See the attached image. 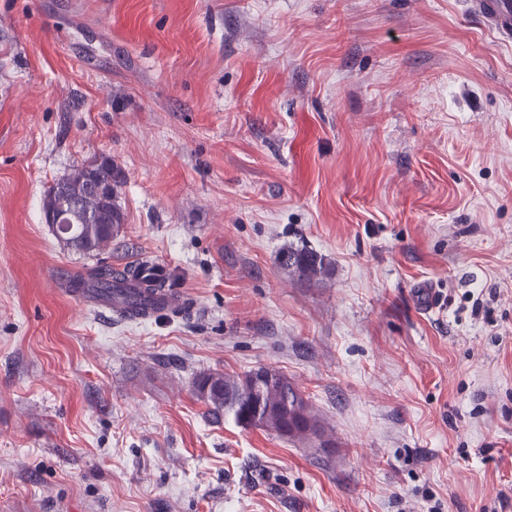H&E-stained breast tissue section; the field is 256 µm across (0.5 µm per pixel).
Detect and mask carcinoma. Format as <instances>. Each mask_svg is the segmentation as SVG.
<instances>
[{
    "label": "carcinoma",
    "instance_id": "obj_1",
    "mask_svg": "<svg viewBox=\"0 0 512 512\" xmlns=\"http://www.w3.org/2000/svg\"><path fill=\"white\" fill-rule=\"evenodd\" d=\"M91 176L102 185V193L88 192ZM124 181L125 176L112 167V161L104 159L75 169L47 190L44 214L65 213L75 224L70 234L60 237L65 246L90 255L112 243L123 224L117 198ZM79 198L86 200L87 209L97 214L99 223H85L86 209L76 208ZM280 262L289 274L303 280H319L328 274L325 259L303 248L288 247L282 252ZM154 268L147 258L121 269L98 265L71 288L90 291L108 301L116 300L120 317L136 319L153 309L155 290L165 287L166 279L154 276ZM194 389L213 411L232 416L238 425L258 427L288 441L321 438L319 421L308 399L285 374L275 369L259 367L257 372L241 376L203 373L196 378Z\"/></svg>",
    "mask_w": 512,
    "mask_h": 512
}]
</instances>
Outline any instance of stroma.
I'll return each mask as SVG.
<instances>
[{
  "label": "stroma",
  "mask_w": 512,
  "mask_h": 512,
  "mask_svg": "<svg viewBox=\"0 0 512 512\" xmlns=\"http://www.w3.org/2000/svg\"><path fill=\"white\" fill-rule=\"evenodd\" d=\"M103 158L89 256L43 201ZM146 255L185 309L76 301ZM261 366L328 447L195 394ZM0 512H512V40L474 0H0ZM90 176H93L103 188L102 190L101 187L93 186L95 195L88 193ZM124 181L125 176L120 170L112 167V161L107 159L75 169L47 190L43 207L44 216L53 214L46 218V223L55 229L58 226L68 227L70 221L65 215H54L68 214L75 227L69 235L62 237L53 231L55 236L65 246L84 254L93 255L94 252L104 251L122 228L124 217L117 198ZM101 191L102 194H96ZM79 198H85L87 208L97 215L91 211L86 213L84 209H77L76 203ZM281 266L290 275L297 276L303 280L322 279L328 274V263L325 259L306 249L294 248L292 246L284 250L280 258Z\"/></svg>",
  "instance_id": "1"
}]
</instances>
